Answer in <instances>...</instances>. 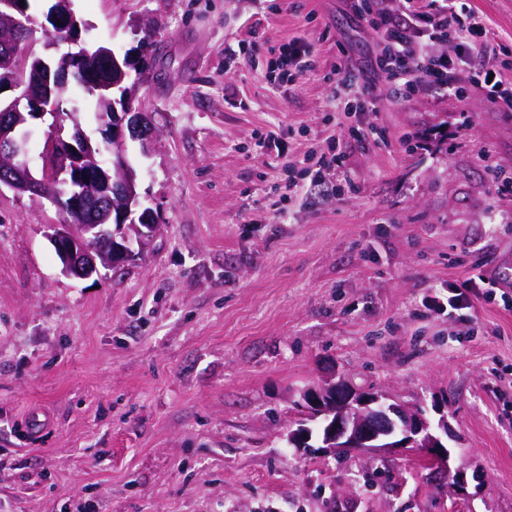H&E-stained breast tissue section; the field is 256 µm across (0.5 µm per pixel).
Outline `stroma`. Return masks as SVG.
Here are the masks:
<instances>
[{"mask_svg": "<svg viewBox=\"0 0 512 512\" xmlns=\"http://www.w3.org/2000/svg\"><path fill=\"white\" fill-rule=\"evenodd\" d=\"M350 0H72L89 39L134 51L148 146L126 140L161 231L101 275H64L45 199L0 191V512H512V113L376 89L389 145L348 135L324 75L360 68L376 32ZM512 51V0H473ZM306 38L295 90L249 46ZM347 54H340L338 45ZM473 127L460 129L462 115ZM275 132L285 153L262 148ZM344 155L353 184L314 195L288 171ZM476 250L498 282L468 318L428 309ZM346 378L447 419L459 492L425 452L339 464L289 447L303 392ZM34 413L46 437L25 432Z\"/></svg>", "mask_w": 512, "mask_h": 512, "instance_id": "1", "label": "stroma"}]
</instances>
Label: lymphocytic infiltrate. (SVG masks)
Returning a JSON list of instances; mask_svg holds the SVG:
<instances>
[{
    "mask_svg": "<svg viewBox=\"0 0 512 512\" xmlns=\"http://www.w3.org/2000/svg\"><path fill=\"white\" fill-rule=\"evenodd\" d=\"M402 2L401 12L394 14L385 0H351L352 11L378 32L379 43L371 74L341 71L329 78L333 97L353 95L356 111L366 115L376 109L372 90L380 80L398 99L425 91L462 100L475 85L489 103L512 111V82L504 76L512 59L498 58L487 27L468 0ZM442 43L448 52L435 53ZM314 68L311 47L299 37L282 46L278 58L268 63L266 76L274 85L293 87ZM482 267L481 261H472L467 278L449 281V317L465 316L472 309L478 288L486 283Z\"/></svg>",
    "mask_w": 512,
    "mask_h": 512,
    "instance_id": "obj_1",
    "label": "lymphocytic infiltrate"
}]
</instances>
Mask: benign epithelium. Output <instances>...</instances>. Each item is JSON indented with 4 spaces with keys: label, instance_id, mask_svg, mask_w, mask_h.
I'll return each instance as SVG.
<instances>
[{
    "label": "benign epithelium",
    "instance_id": "7a95c632",
    "mask_svg": "<svg viewBox=\"0 0 512 512\" xmlns=\"http://www.w3.org/2000/svg\"><path fill=\"white\" fill-rule=\"evenodd\" d=\"M16 8L13 0H0V84L9 81L19 94L9 103L0 104V187L5 186L17 194L28 193L45 198L52 204L57 199L50 191L54 182L69 186L75 197L70 207L83 215L85 223L52 224L50 240L57 250L61 271L69 277L84 280L100 275V269L115 268L133 260L138 252L157 233L151 209L141 206L136 192L135 175L129 169L123 154L124 128L128 127L140 137L147 134L143 113L135 111L134 92L123 87L127 76L121 56L111 48L99 45L87 48L80 45L78 23L72 11L53 9L50 21L59 22L55 29L42 26L49 47L67 57L101 59L112 72L111 87H121L122 97L112 106L111 118L101 125L105 151L99 158H89L83 145L89 137L80 120L69 115L71 132L69 146L72 151L50 171L42 168V176L32 175L29 143L31 137L51 116L52 124L45 141L44 153L54 151L62 139L64 129L60 122V107L53 99L51 86H68L75 78L74 72L65 68L51 72L44 60L30 51L35 29L32 18L20 19L4 13ZM88 179L89 187L81 189L79 180ZM141 209L140 223L132 224L134 234L109 235L104 226L120 223ZM307 405L326 411L333 416L329 424L331 441L335 449L348 448L352 453H381L385 450L421 448L430 458L448 469L458 490L466 488L467 473L464 468L450 469L451 452L443 444L442 435L428 431L427 421L399 404L380 401L367 393L356 391L340 378L322 388L305 392Z\"/></svg>",
    "mask_w": 512,
    "mask_h": 512
}]
</instances>
